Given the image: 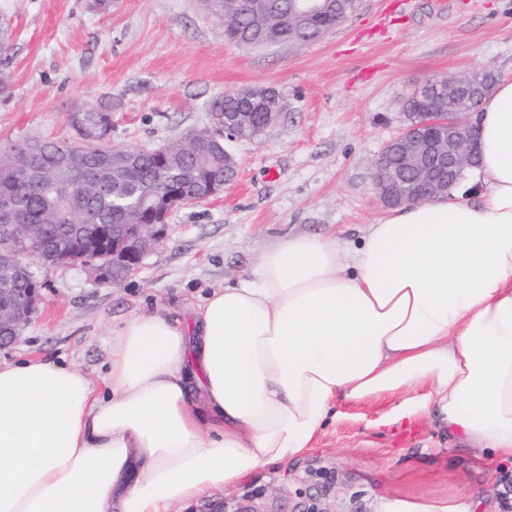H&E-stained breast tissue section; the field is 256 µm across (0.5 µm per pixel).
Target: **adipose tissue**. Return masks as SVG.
Returning a JSON list of instances; mask_svg holds the SVG:
<instances>
[{"label": "adipose tissue", "mask_w": 512, "mask_h": 512, "mask_svg": "<svg viewBox=\"0 0 512 512\" xmlns=\"http://www.w3.org/2000/svg\"><path fill=\"white\" fill-rule=\"evenodd\" d=\"M475 125L477 198L386 211L355 242L279 241L190 330L129 318L102 387L0 364V512H170L298 458L338 403L420 385V410L512 459V80Z\"/></svg>", "instance_id": "1"}]
</instances>
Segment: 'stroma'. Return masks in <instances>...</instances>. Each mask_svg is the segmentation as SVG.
I'll return each instance as SVG.
<instances>
[{"instance_id":"1","label":"stroma","mask_w":512,"mask_h":512,"mask_svg":"<svg viewBox=\"0 0 512 512\" xmlns=\"http://www.w3.org/2000/svg\"><path fill=\"white\" fill-rule=\"evenodd\" d=\"M361 0L310 43L242 47L202 0H0L12 30L9 89L0 94V145L71 142L68 116L118 99L109 140L156 147L208 126L215 97L268 85L280 116L253 141L228 143L238 176L216 198L170 211L163 243L120 286L80 264H33L36 313L0 363L40 355L107 370L113 336L133 315L185 322L213 290L251 278L259 254L295 234L357 236L384 214L373 164L406 124L402 101L428 76L487 68L512 78V0ZM428 387L344 407L312 450L268 465L231 492L172 512H381L399 500L455 512H508L512 463L449 435L435 415L398 417Z\"/></svg>"}]
</instances>
